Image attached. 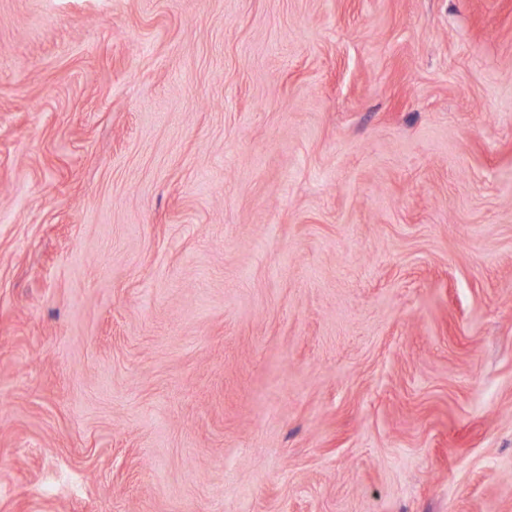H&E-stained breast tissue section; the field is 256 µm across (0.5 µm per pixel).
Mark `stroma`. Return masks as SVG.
Segmentation results:
<instances>
[{
  "label": "stroma",
  "mask_w": 512,
  "mask_h": 512,
  "mask_svg": "<svg viewBox=\"0 0 512 512\" xmlns=\"http://www.w3.org/2000/svg\"><path fill=\"white\" fill-rule=\"evenodd\" d=\"M0 512H512V0H0Z\"/></svg>",
  "instance_id": "1"
}]
</instances>
